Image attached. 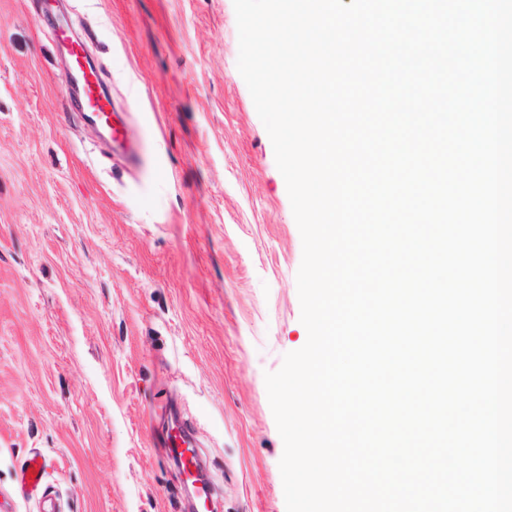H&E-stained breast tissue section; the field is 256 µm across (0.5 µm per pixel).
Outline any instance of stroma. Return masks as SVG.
Returning <instances> with one entry per match:
<instances>
[{"label":"stroma","mask_w":512,"mask_h":512,"mask_svg":"<svg viewBox=\"0 0 512 512\" xmlns=\"http://www.w3.org/2000/svg\"><path fill=\"white\" fill-rule=\"evenodd\" d=\"M87 46L136 157L64 105ZM233 0H0V512L32 451L58 512H286L265 375L302 348V238L237 60Z\"/></svg>","instance_id":"1"}]
</instances>
